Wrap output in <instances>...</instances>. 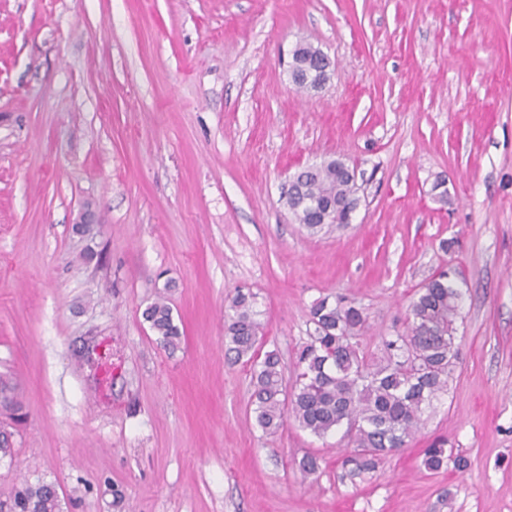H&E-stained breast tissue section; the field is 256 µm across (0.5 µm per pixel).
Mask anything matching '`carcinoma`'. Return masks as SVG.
I'll return each mask as SVG.
<instances>
[{
	"label": "carcinoma",
	"instance_id": "carcinoma-1",
	"mask_svg": "<svg viewBox=\"0 0 512 512\" xmlns=\"http://www.w3.org/2000/svg\"><path fill=\"white\" fill-rule=\"evenodd\" d=\"M358 192V185L332 160L301 173L286 203L298 223L316 235L347 224L340 209L331 210L327 222L319 224L316 210L336 200H353ZM457 278L456 270L440 269L410 301L405 331L385 340L378 354L362 350L356 341L366 316L355 300L338 295L316 301L309 313L313 329L299 354L302 371L291 386L278 351L259 355L261 323L253 296L237 291L224 319V347L234 360L253 362L251 404L257 426L271 436L293 422L323 437L345 425L342 467L352 476L375 469L383 457L410 442L426 406L448 388L462 304ZM144 318L165 348H177L182 331L166 301L151 304ZM450 459L459 469L466 466L444 439L423 449V466L432 473ZM0 512H63V507L54 486L26 482L9 504L0 503Z\"/></svg>",
	"mask_w": 512,
	"mask_h": 512
}]
</instances>
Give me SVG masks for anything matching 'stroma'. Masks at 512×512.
<instances>
[{
  "label": "stroma",
  "mask_w": 512,
  "mask_h": 512,
  "mask_svg": "<svg viewBox=\"0 0 512 512\" xmlns=\"http://www.w3.org/2000/svg\"><path fill=\"white\" fill-rule=\"evenodd\" d=\"M333 159L360 205L312 236L284 196ZM447 264L456 366L406 448L348 479L343 430L262 433L236 290L292 382L317 300L359 302L376 353ZM1 430L0 500L64 512H512V0H0ZM438 437L466 469L423 467ZM291 62L289 63V72L292 81L300 80L302 77L309 80H315L318 87H322L330 79L331 62L327 56H320L315 58L314 66L308 70L301 71L297 67L296 62V49H291ZM144 318L150 323L160 343L167 349H175L181 341L182 331L175 324L171 307L162 299L154 302L144 312ZM0 512H63L62 500L54 486L23 483L11 502L0 503Z\"/></svg>",
  "instance_id": "stroma-1"
}]
</instances>
